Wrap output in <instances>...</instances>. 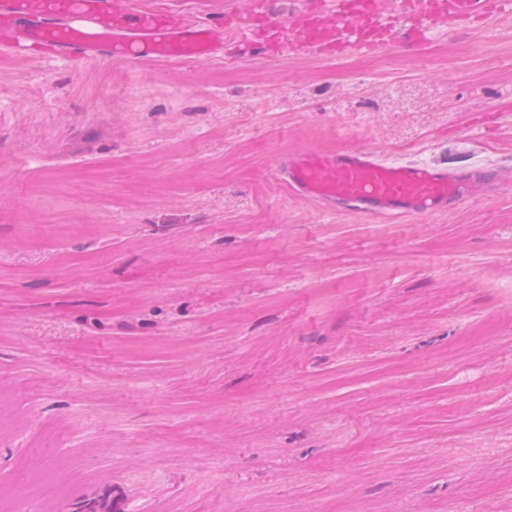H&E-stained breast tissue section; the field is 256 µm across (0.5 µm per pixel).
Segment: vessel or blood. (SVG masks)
<instances>
[{
	"mask_svg": "<svg viewBox=\"0 0 512 512\" xmlns=\"http://www.w3.org/2000/svg\"><path fill=\"white\" fill-rule=\"evenodd\" d=\"M511 12L512 0H318L283 18L269 0H248L228 30L174 11L137 10L131 0H0V50L134 63L220 57L225 45L259 44L274 55L331 58L416 47ZM276 174L296 197L329 213L370 218L442 213L499 180L487 167L386 160L362 145L284 154Z\"/></svg>",
	"mask_w": 512,
	"mask_h": 512,
	"instance_id": "b4317fda",
	"label": "vessel or blood"
}]
</instances>
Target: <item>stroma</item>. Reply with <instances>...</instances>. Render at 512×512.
Instances as JSON below:
<instances>
[{"label": "stroma", "mask_w": 512, "mask_h": 512, "mask_svg": "<svg viewBox=\"0 0 512 512\" xmlns=\"http://www.w3.org/2000/svg\"><path fill=\"white\" fill-rule=\"evenodd\" d=\"M354 143L501 184L365 219L274 174ZM100 496L512 512V15L376 56L0 54V504Z\"/></svg>", "instance_id": "35a3bbf8"}]
</instances>
